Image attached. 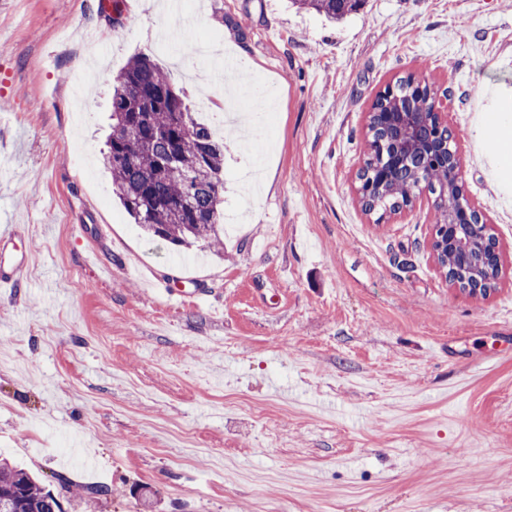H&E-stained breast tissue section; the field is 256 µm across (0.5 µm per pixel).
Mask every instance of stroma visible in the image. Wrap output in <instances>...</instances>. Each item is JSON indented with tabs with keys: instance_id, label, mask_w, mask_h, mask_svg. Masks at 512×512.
<instances>
[{
	"instance_id": "1",
	"label": "stroma",
	"mask_w": 512,
	"mask_h": 512,
	"mask_svg": "<svg viewBox=\"0 0 512 512\" xmlns=\"http://www.w3.org/2000/svg\"><path fill=\"white\" fill-rule=\"evenodd\" d=\"M140 53L206 124L224 56L275 101L259 164L221 102L223 254L178 258L112 194V84ZM421 69L499 242L485 299L439 272L433 195L380 224L359 199L369 108ZM0 168L33 251L0 290V458L64 512H512V0L336 24L287 0H0ZM182 280L198 295L161 293Z\"/></svg>"
}]
</instances>
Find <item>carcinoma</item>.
Listing matches in <instances>:
<instances>
[{"label": "carcinoma", "instance_id": "cac0c4a2", "mask_svg": "<svg viewBox=\"0 0 512 512\" xmlns=\"http://www.w3.org/2000/svg\"><path fill=\"white\" fill-rule=\"evenodd\" d=\"M299 10L341 21L358 11L364 0H292ZM413 112L418 121V146L391 162L368 153L364 172H388L374 185L366 208L379 213L397 211L416 192L435 196V223L447 224L458 206L456 188L448 184L452 163L432 133L434 119L425 99L401 93L398 100L377 97L368 116L369 141L389 143L397 130L384 123L388 112ZM104 162L112 175V190L125 212L149 235L175 248H220L224 218V141L199 122L176 87L151 56L131 58L116 77L112 89V126ZM466 258L455 248L436 256L448 283L462 288H494L501 273L495 235L478 226ZM0 512H63L58 496L37 477L0 461Z\"/></svg>", "mask_w": 512, "mask_h": 512}]
</instances>
